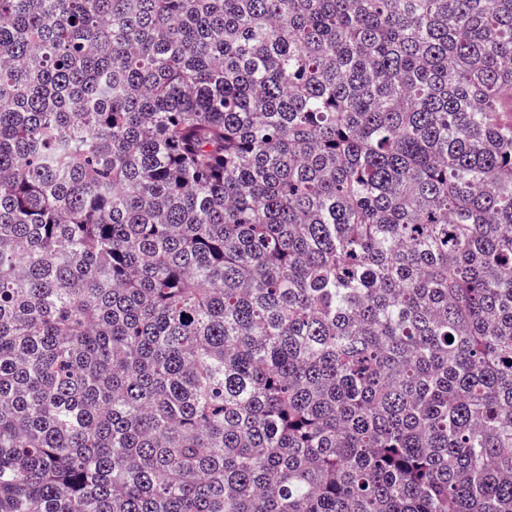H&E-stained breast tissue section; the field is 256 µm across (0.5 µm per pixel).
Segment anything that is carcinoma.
Wrapping results in <instances>:
<instances>
[{"instance_id": "obj_1", "label": "carcinoma", "mask_w": 512, "mask_h": 512, "mask_svg": "<svg viewBox=\"0 0 512 512\" xmlns=\"http://www.w3.org/2000/svg\"><path fill=\"white\" fill-rule=\"evenodd\" d=\"M0 512H512V0H0Z\"/></svg>"}]
</instances>
